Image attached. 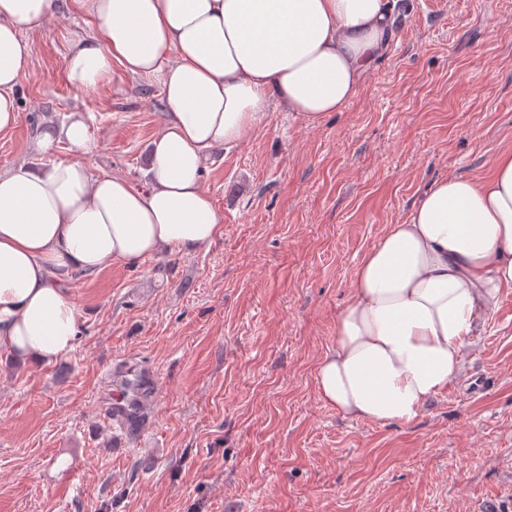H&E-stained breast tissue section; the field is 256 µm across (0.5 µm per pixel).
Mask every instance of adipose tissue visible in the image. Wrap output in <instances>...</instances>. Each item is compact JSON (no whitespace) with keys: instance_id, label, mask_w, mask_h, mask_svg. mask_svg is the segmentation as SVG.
<instances>
[{"instance_id":"1","label":"adipose tissue","mask_w":512,"mask_h":512,"mask_svg":"<svg viewBox=\"0 0 512 512\" xmlns=\"http://www.w3.org/2000/svg\"><path fill=\"white\" fill-rule=\"evenodd\" d=\"M99 28L76 39L69 81L108 82L113 65L158 78L168 105L150 186L91 175L82 113L33 139L67 158L0 171V351L45 366L69 356L80 311L74 272L137 267L162 250L192 255L224 232L202 187L207 159L242 142L271 108L302 120L338 112L395 36L396 0H79ZM54 0H0V134L32 65L27 36ZM512 287V148L482 177L436 181L364 254L336 318L316 391L342 416L409 422L447 389L475 322Z\"/></svg>"}]
</instances>
